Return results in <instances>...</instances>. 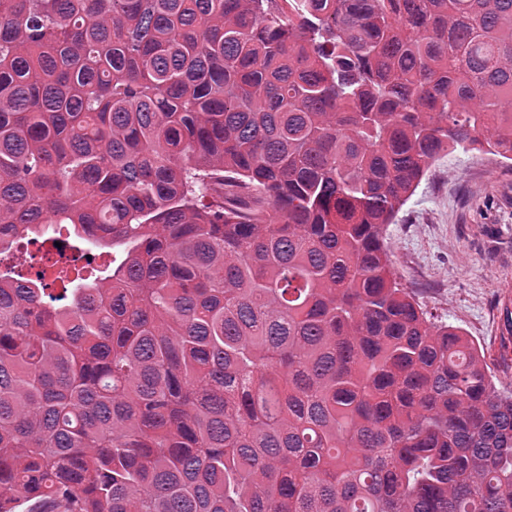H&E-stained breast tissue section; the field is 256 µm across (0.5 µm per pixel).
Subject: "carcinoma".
Segmentation results:
<instances>
[{
  "mask_svg": "<svg viewBox=\"0 0 512 512\" xmlns=\"http://www.w3.org/2000/svg\"><path fill=\"white\" fill-rule=\"evenodd\" d=\"M0 0V512H512V391L384 228L512 165V0ZM55 242L62 243V246H55ZM42 244L43 246L39 252L41 254L40 259L37 257V260H39L38 267L43 271L44 277L48 281L54 278L60 266L69 265L73 267V264L79 265L86 263V259L73 262V257L79 258L82 255L75 254L66 239L53 237L50 240L44 241Z\"/></svg>",
  "mask_w": 512,
  "mask_h": 512,
  "instance_id": "carcinoma-1",
  "label": "carcinoma"
}]
</instances>
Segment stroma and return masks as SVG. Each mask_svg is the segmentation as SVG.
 Returning <instances> with one entry per match:
<instances>
[{
  "instance_id": "obj_1",
  "label": "stroma",
  "mask_w": 512,
  "mask_h": 512,
  "mask_svg": "<svg viewBox=\"0 0 512 512\" xmlns=\"http://www.w3.org/2000/svg\"><path fill=\"white\" fill-rule=\"evenodd\" d=\"M398 281L428 316L487 351L498 389L512 391V167L479 154L441 153L387 225Z\"/></svg>"
}]
</instances>
